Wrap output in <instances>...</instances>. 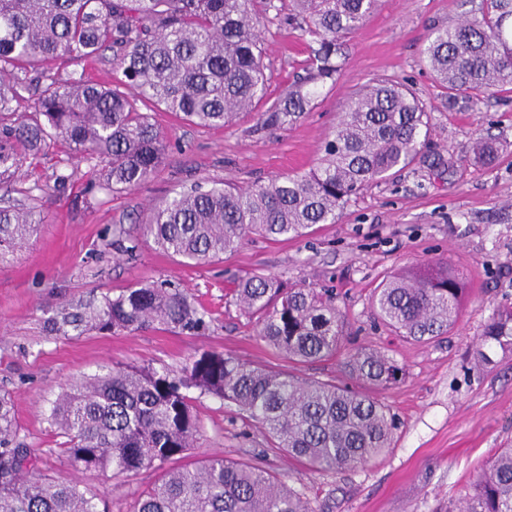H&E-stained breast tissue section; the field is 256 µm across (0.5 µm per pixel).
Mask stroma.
I'll list each match as a JSON object with an SVG mask.
<instances>
[{"instance_id": "obj_1", "label": "stroma", "mask_w": 512, "mask_h": 512, "mask_svg": "<svg viewBox=\"0 0 512 512\" xmlns=\"http://www.w3.org/2000/svg\"><path fill=\"white\" fill-rule=\"evenodd\" d=\"M482 0H382L355 34L341 41L343 68L317 89L296 123L257 130V116L224 127L190 125L150 109L170 147L154 177L132 191L94 187L97 163L48 140L21 175L0 185V206L35 211L40 231L0 262V391L15 405L20 440L36 449L42 471L72 475L105 499L110 512H132L161 474L152 467L105 479L71 472L51 427V403L70 381L115 363L180 372L189 358L218 350L260 366L288 363L257 336L231 301L237 279L271 274L304 287L328 288L365 345L395 358L404 380L377 392L396 419L391 445L364 465L314 472L268 450L261 428L234 407L194 396L200 420L194 454L211 453L266 467L304 488L312 512H448L459 506L498 449L512 445V349L491 347L478 363L477 343L496 311L512 307V87L481 101L449 100L423 55L434 29L455 25ZM269 99L302 76L309 39L267 16L262 27ZM378 79L408 86L429 118V146L416 163L395 168L341 211L336 223L278 241L254 237L214 263L180 261L140 237L148 206L194 184L248 187L313 168L350 96ZM499 144L475 162L474 139ZM65 174V190L41 184ZM445 260L466 288L459 320L429 343L401 340L374 321L373 289L387 274ZM152 280L189 294L206 330L150 328L133 334L87 327L53 333L52 321L84 313L104 298Z\"/></svg>"}]
</instances>
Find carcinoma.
<instances>
[{"mask_svg":"<svg viewBox=\"0 0 512 512\" xmlns=\"http://www.w3.org/2000/svg\"><path fill=\"white\" fill-rule=\"evenodd\" d=\"M256 0H0V182L39 153L49 137L72 154L103 163L98 188L132 190L164 163L167 141L138 102L200 126L258 112L257 126L275 130L302 116L314 89L336 82L339 41L357 32L379 0H264V13L310 38L305 75L283 97L258 110L267 94L263 17ZM512 0H483L479 14L436 29L424 56L448 98L479 100L512 85ZM113 51L118 85L52 63ZM41 91L28 115H16L18 88ZM427 115L405 86L378 81L356 91L338 117L324 154L310 173L276 177L242 189L196 185L151 208L140 225L171 256L196 263L238 249L252 234L299 237L334 224L345 205L426 147ZM496 145L479 138L477 160ZM37 229L34 214L0 207V260ZM462 277L446 263L393 274L373 295L378 320L399 336L429 341L459 318ZM234 303L255 320L258 336L290 364L336 356L345 318L336 296L287 285L274 275L236 283ZM93 327L134 333L155 325L205 329V314L178 288L137 283L91 312ZM512 348V307L499 310L479 343ZM346 366L357 386L247 364L222 352L189 359L182 373L131 364L87 375L52 402L51 424L64 438L67 466L113 477L188 457L199 421L188 391L235 405L257 422L267 447L315 470L356 467L390 447L394 420L365 387L397 384L404 368L376 349L358 348ZM37 453L19 441L10 397L0 394V512H107L99 498L62 475L33 476ZM460 512H512V448L479 474ZM134 512H310L304 489L264 468L219 455L161 474Z\"/></svg>","mask_w":512,"mask_h":512,"instance_id":"obj_1","label":"carcinoma"}]
</instances>
